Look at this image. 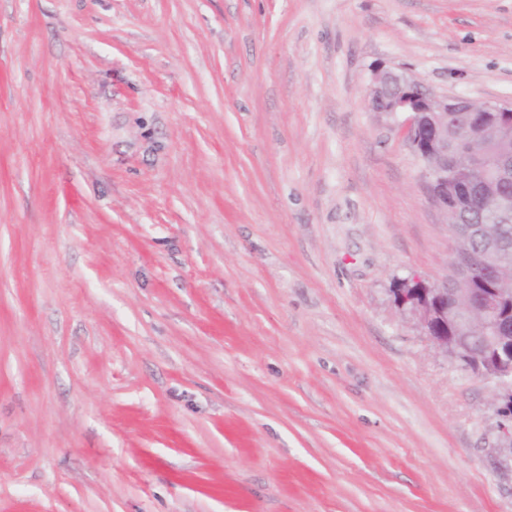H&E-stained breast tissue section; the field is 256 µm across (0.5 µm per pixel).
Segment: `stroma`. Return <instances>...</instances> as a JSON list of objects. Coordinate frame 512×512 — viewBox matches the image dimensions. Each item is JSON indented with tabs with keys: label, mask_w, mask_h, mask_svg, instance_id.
I'll return each instance as SVG.
<instances>
[{
	"label": "stroma",
	"mask_w": 512,
	"mask_h": 512,
	"mask_svg": "<svg viewBox=\"0 0 512 512\" xmlns=\"http://www.w3.org/2000/svg\"><path fill=\"white\" fill-rule=\"evenodd\" d=\"M379 67L512 101V0H0V512H512Z\"/></svg>",
	"instance_id": "obj_1"
}]
</instances>
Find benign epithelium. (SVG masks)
Returning a JSON list of instances; mask_svg holds the SVG:
<instances>
[{
    "label": "benign epithelium",
    "instance_id": "obj_1",
    "mask_svg": "<svg viewBox=\"0 0 512 512\" xmlns=\"http://www.w3.org/2000/svg\"><path fill=\"white\" fill-rule=\"evenodd\" d=\"M368 107L399 120L414 153L425 163L431 202L449 212L491 213L512 222V150L494 155L476 148L490 138L512 141V103L442 97L404 72L379 68L366 97ZM462 117V154L448 157V118ZM512 264L507 236L485 238L469 251L460 272L442 284L419 276L397 280V307L416 316L427 336L467 369L491 381L499 403L501 447L512 453V313L486 284L501 279ZM482 287L475 288L473 284Z\"/></svg>",
    "mask_w": 512,
    "mask_h": 512
}]
</instances>
